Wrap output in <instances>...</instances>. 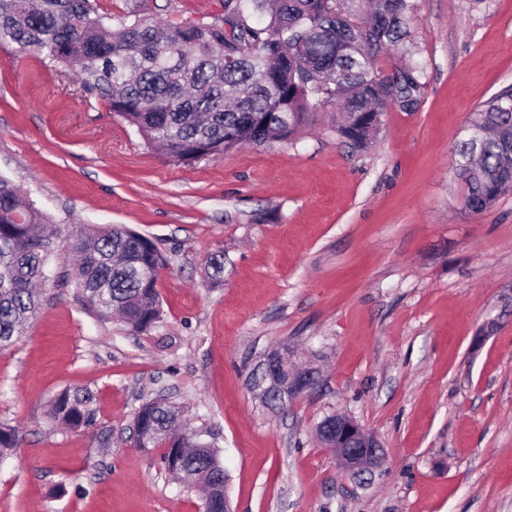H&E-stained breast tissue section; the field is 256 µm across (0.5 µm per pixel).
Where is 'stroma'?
<instances>
[{
	"label": "stroma",
	"instance_id": "35a3bbf8",
	"mask_svg": "<svg viewBox=\"0 0 512 512\" xmlns=\"http://www.w3.org/2000/svg\"><path fill=\"white\" fill-rule=\"evenodd\" d=\"M416 3L417 101L363 151L329 106L295 140L179 164L72 70L0 47V175L64 231L37 317L0 350V425L18 434L0 512H202L134 441L160 393L216 443L233 512H512V192L474 214L455 175L471 110L512 86V0ZM142 7L204 22L221 0ZM112 224L167 260L145 332L76 297L67 234ZM284 343L319 381L274 412L247 377ZM66 388L93 393L89 426L49 419ZM334 413L383 446L365 484L315 439Z\"/></svg>",
	"mask_w": 512,
	"mask_h": 512
}]
</instances>
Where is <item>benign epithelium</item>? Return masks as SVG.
<instances>
[{
  "instance_id": "1",
  "label": "benign epithelium",
  "mask_w": 512,
  "mask_h": 512,
  "mask_svg": "<svg viewBox=\"0 0 512 512\" xmlns=\"http://www.w3.org/2000/svg\"><path fill=\"white\" fill-rule=\"evenodd\" d=\"M258 371L276 375L274 379L251 384V389L264 401L275 396L286 402L307 392L316 379L313 367L300 368L288 363L280 350L269 352ZM317 434L323 447L335 451L341 475L354 483L382 462L383 448L378 439L348 416H331L318 427Z\"/></svg>"
}]
</instances>
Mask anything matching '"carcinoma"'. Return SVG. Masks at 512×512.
Here are the masks:
<instances>
[{"label":"carcinoma","mask_w":512,"mask_h":512,"mask_svg":"<svg viewBox=\"0 0 512 512\" xmlns=\"http://www.w3.org/2000/svg\"><path fill=\"white\" fill-rule=\"evenodd\" d=\"M414 9L415 0H222L206 22L160 24L137 4L115 20L96 0H0V46L79 65L84 90L172 161L289 141L315 124L319 107L336 102V135L364 150L388 108L415 103L418 63L391 78L373 65L405 39ZM459 155L470 212H485L512 190L511 87L473 110ZM59 234L0 175V350L36 315V286L47 282ZM70 248L76 293L87 309L103 319L116 313L140 331L159 321L154 271L165 258L151 239L113 224L73 234ZM93 402L86 390L64 389L49 417L67 429L86 427ZM181 418V406L163 395L146 402L135 416L136 441L165 449V467L183 487H204L203 512H225L224 465L213 444L181 429ZM16 443V430L1 425L0 463Z\"/></svg>","instance_id":"obj_1"}]
</instances>
